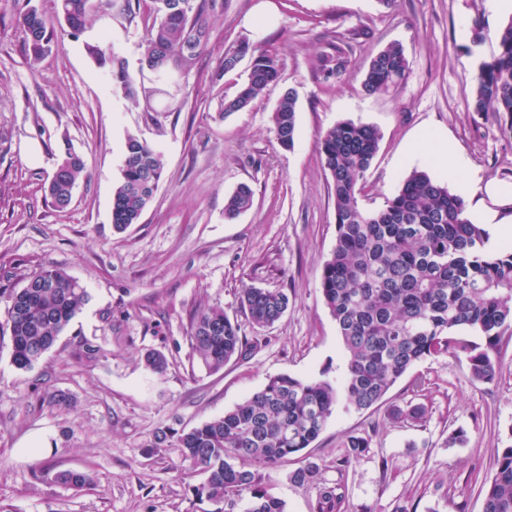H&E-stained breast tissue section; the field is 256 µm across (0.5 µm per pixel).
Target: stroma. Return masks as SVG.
<instances>
[{"instance_id":"stroma-1","label":"stroma","mask_w":512,"mask_h":512,"mask_svg":"<svg viewBox=\"0 0 512 512\" xmlns=\"http://www.w3.org/2000/svg\"><path fill=\"white\" fill-rule=\"evenodd\" d=\"M259 0H224L196 69L159 83L141 67L146 30L97 12L83 32L54 30L52 52L30 66L17 0H0V289L18 288L40 268H59L89 301L30 370L11 361L0 311V503L11 512H192L179 478L176 447L146 448L156 431L194 427L232 410L270 377L341 380L346 362L324 303L320 272L336 242L333 181L318 152L320 136L343 121L376 126L378 153L362 204L382 207L415 169L457 190L430 152L450 143L461 174L512 186V120L475 112L474 75L498 52L508 21L489 0H271L275 24L258 47L275 55L280 79L238 112L222 109L249 75L248 61L223 71L224 53L251 40ZM481 30V43L472 33ZM349 46V72L324 78L317 60L337 40ZM123 57L134 88L161 85L151 101L133 100L99 68L86 44ZM403 45L406 80L365 94L371 57ZM297 98V136L282 148L271 114L286 90ZM161 153L164 173L153 202L124 232L112 224V191L128 135ZM87 173L70 206L54 208L48 182L66 149ZM249 185L253 204L235 220L224 199ZM280 289L286 313L253 328L239 309L242 288ZM220 306L237 319L247 354L224 370L191 364V313ZM99 348L85 359L81 342ZM169 360L157 375L147 351ZM501 370L474 382L465 357L428 359L366 410L339 402L319 438L303 450L320 476L347 483L346 512H483L482 488L498 450L512 446V330L498 340ZM426 388L412 389L413 377ZM58 392L65 405L49 403ZM424 405L418 421H394L391 407ZM464 429L468 441L449 444ZM52 449L34 452L40 434ZM368 446L346 459L347 436ZM297 461L266 481L286 512H314V486L289 481ZM64 469L90 472L94 488L59 484Z\"/></svg>"}]
</instances>
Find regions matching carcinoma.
<instances>
[{"label": "carcinoma", "mask_w": 512, "mask_h": 512, "mask_svg": "<svg viewBox=\"0 0 512 512\" xmlns=\"http://www.w3.org/2000/svg\"><path fill=\"white\" fill-rule=\"evenodd\" d=\"M25 0L20 13L35 64L51 53L53 19ZM118 16L134 21L141 0H98ZM156 17L146 26L142 67L161 80L193 69L206 46L209 16L224 9L222 0H153ZM95 11L93 0H57L56 19L74 33L86 28ZM87 53L106 67L112 83L132 95L126 61L99 43L86 44ZM336 55L319 61L325 77H340L349 61L341 44ZM251 56L248 80L237 94L224 101L222 111L238 112L259 99L278 81L280 66L271 54L243 42L224 53L222 69H235L232 61ZM408 70L404 48L391 44L370 60L362 90L374 94L402 83ZM473 110L505 114L512 119V21L498 34V53L478 65ZM296 98L286 91L278 101L272 124L275 139L284 148L294 146L297 135ZM381 134L369 124L346 121L328 129L319 140V153L332 176L336 217V243L324 262L321 293L336 321L347 359L340 383L328 379L305 380L290 375L268 379L264 387L233 410L179 434L183 480L205 475L187 484L191 503L212 506L209 512H285L284 502L271 494L256 463L265 468L288 462L318 438L340 397L357 409L377 405L389 389L415 365L448 355L465 354L474 381L496 379L494 349L499 337L512 329V251H496L489 234L466 215L463 199L448 185L414 170L382 208H363L365 176L379 148ZM80 155L67 151L48 185L52 203L69 205L72 190L84 176ZM164 171L161 154L139 137H127L120 177L112 194V224L121 231L135 224L150 205ZM253 196L239 186L224 202V216L237 218L251 208ZM6 300L12 363L29 370L54 346L88 301V292L65 271L41 268L24 278L20 288L0 291ZM240 304L251 324L266 328L288 310L282 290L249 287ZM473 330L484 336L485 348L450 335ZM187 338L192 356L210 373L242 357L247 346L240 326L222 307H209L190 315ZM144 362L161 374L168 367L165 355L148 351ZM344 462L368 447L366 439L350 435ZM318 467L307 462L289 474L291 482L317 488L315 512H342L346 502L344 480L321 482ZM58 483L80 493L93 479L84 470L56 474ZM484 512H512V446L497 452L496 473L484 491Z\"/></svg>", "instance_id": "carcinoma-1"}]
</instances>
